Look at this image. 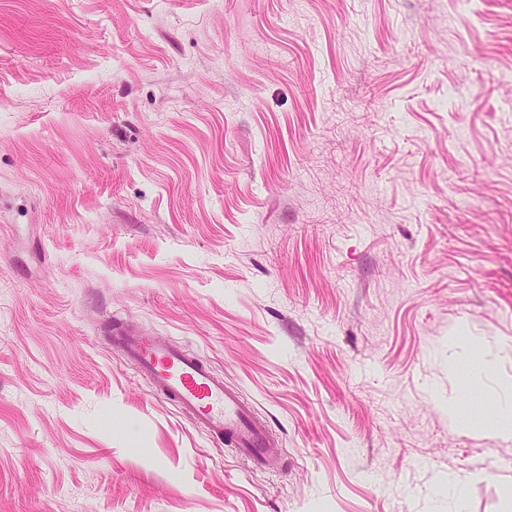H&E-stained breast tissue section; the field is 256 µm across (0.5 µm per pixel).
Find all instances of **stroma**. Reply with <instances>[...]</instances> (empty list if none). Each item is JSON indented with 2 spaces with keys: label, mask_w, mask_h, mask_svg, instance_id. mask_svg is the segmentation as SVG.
I'll list each match as a JSON object with an SVG mask.
<instances>
[{
  "label": "stroma",
  "mask_w": 512,
  "mask_h": 512,
  "mask_svg": "<svg viewBox=\"0 0 512 512\" xmlns=\"http://www.w3.org/2000/svg\"><path fill=\"white\" fill-rule=\"evenodd\" d=\"M507 396L512 0H0V512H504ZM112 346L149 380L153 391L215 441H224L247 461L275 467L282 448L267 421L242 393L224 384L199 356L163 336L114 324ZM490 433L504 441L512 440V400L506 399L498 406V421L491 427Z\"/></svg>",
  "instance_id": "stroma-1"
}]
</instances>
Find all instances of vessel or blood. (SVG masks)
<instances>
[{"label": "vessel or blood", "mask_w": 512, "mask_h": 512, "mask_svg": "<svg viewBox=\"0 0 512 512\" xmlns=\"http://www.w3.org/2000/svg\"><path fill=\"white\" fill-rule=\"evenodd\" d=\"M112 344L156 394L175 403L213 440L252 463L277 465L282 450L267 421L195 353L168 338L118 324L112 329Z\"/></svg>", "instance_id": "1"}]
</instances>
